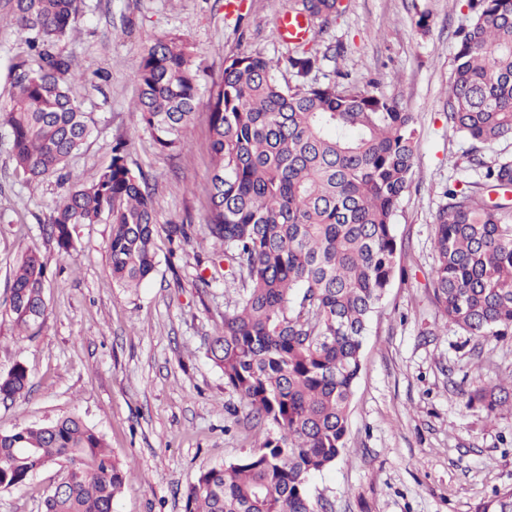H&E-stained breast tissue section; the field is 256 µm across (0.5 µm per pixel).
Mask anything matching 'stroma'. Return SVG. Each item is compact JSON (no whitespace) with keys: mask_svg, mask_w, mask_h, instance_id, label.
<instances>
[{"mask_svg":"<svg viewBox=\"0 0 512 512\" xmlns=\"http://www.w3.org/2000/svg\"><path fill=\"white\" fill-rule=\"evenodd\" d=\"M344 13L305 47L321 71L348 73L417 118L414 181L395 219L402 243L396 274L362 348L346 448L309 480L318 512H481L494 492L512 489V399L498 414L467 405L476 386L512 377V335L478 342L444 327L429 274L446 188L476 181L471 144L446 118L445 90L457 33L470 0H343ZM289 0H84L80 35L61 43L85 73L104 76L79 89L95 127L67 165L88 185L123 139L149 177L159 231L157 266L137 290L112 280L107 224H82L69 250L43 225L61 195L55 180L23 183L0 127V374L30 373L27 394L0 401V429L77 413L100 431L129 476L115 512H184L185 492L205 465L256 449L266 432L241 409L206 343L233 311L239 283L213 268L203 237L211 171L207 100L226 56L291 51L278 33ZM430 14V30L415 24ZM176 35L201 63L200 98L186 149L162 154L138 126L131 104L136 72L156 38ZM188 224L194 242L169 256L165 225ZM46 266L47 315L38 335H15L5 312L11 270L27 249ZM210 278L209 287L196 284ZM60 467L41 469L27 488L0 492V512H41Z\"/></svg>","mask_w":512,"mask_h":512,"instance_id":"stroma-1","label":"stroma"}]
</instances>
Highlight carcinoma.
<instances>
[{"label":"carcinoma","instance_id":"obj_1","mask_svg":"<svg viewBox=\"0 0 512 512\" xmlns=\"http://www.w3.org/2000/svg\"><path fill=\"white\" fill-rule=\"evenodd\" d=\"M9 23L30 50L11 68L0 126L26 183L61 175L90 136L94 118L72 86L95 84L59 44L76 32L82 0H9ZM459 32L449 83L448 125L472 144L481 189L448 188L439 211L431 271L436 307L469 336L512 335V156L480 148L512 137V0H474ZM341 0H291L290 13L323 30ZM322 58L292 51L276 61L240 52L224 59L209 99L212 169L205 238L239 278L236 311L224 315L207 357L247 415L269 427L258 449L201 468L185 512H315L309 476L346 447L364 336L400 270L394 234L416 157V118L374 90L321 82ZM200 65L177 37L159 39L138 69L133 115L162 152L188 145ZM46 224L64 251L79 224L111 225L112 280L137 288L156 268V215L148 177L130 167L125 141L88 186H66ZM164 231L170 257L193 243L187 224ZM45 265L25 251L13 271L6 314L27 336L46 316ZM26 366L0 375V399L29 389ZM512 389L489 383L467 404L492 415ZM49 463L61 478L42 512H113L127 472L103 435L80 415L0 431V489H20ZM484 512H512V490Z\"/></svg>","mask_w":512,"mask_h":512}]
</instances>
